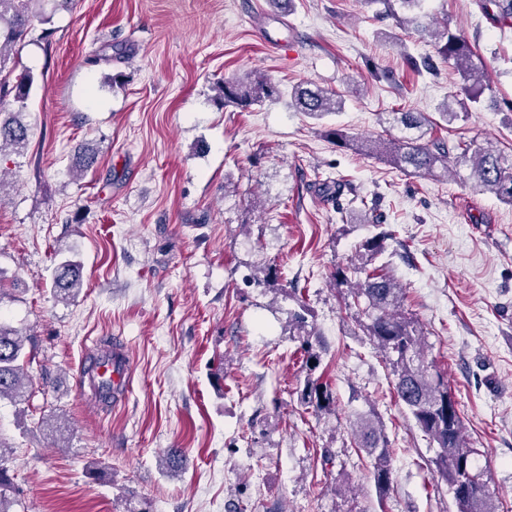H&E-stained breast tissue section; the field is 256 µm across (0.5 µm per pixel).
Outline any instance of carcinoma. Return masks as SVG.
<instances>
[{"label":"carcinoma","mask_w":512,"mask_h":512,"mask_svg":"<svg viewBox=\"0 0 512 512\" xmlns=\"http://www.w3.org/2000/svg\"><path fill=\"white\" fill-rule=\"evenodd\" d=\"M412 11L400 16L393 2ZM40 0H0V96L12 97L17 110L0 111V158L4 150L17 152L30 141L31 125L23 118L33 85L29 73L13 76L8 67L11 56L27 42L31 21L40 16L36 6ZM385 12L393 17L399 28L413 30L431 38L435 55L419 58L405 57L406 65L417 73L434 74L435 59L448 62L464 82L465 97L444 101L438 111L442 120L452 124L460 114L470 112L489 88L485 65L478 59L473 45L448 22L434 27L427 15L421 13L422 0H381ZM480 7L499 26L512 25V0H479ZM280 90L260 72L244 78H228L216 87V99L222 104H234L245 109L257 102L275 100ZM295 108L313 118L342 110V96L335 91L310 88L301 84L291 93ZM383 122L402 132L375 140H360L341 128H328L324 136L336 146L353 148L370 156L375 155L395 168L413 174L448 173L454 167L455 176L469 182L481 192L490 193L500 202L512 206V153L491 143L458 139L450 141L441 136H429L426 128L432 122L422 112H388ZM78 166L72 170L81 176L97 163L95 152L84 149L78 153ZM314 186L322 197L337 198L345 183L321 178L315 173ZM391 230H383L366 239L359 247L361 262L338 266L333 278L340 286L350 287V293L363 299V314L369 320L364 325L367 335L378 349L390 357L394 375V390L411 414L416 427L430 443L436 445L433 463L436 471L453 494L457 512H497L489 496L483 473L474 470V449L463 434V420L457 402L448 388V381L437 367L425 361L419 347L417 325L398 313L403 289L372 261L386 251V242L393 239ZM83 288L79 263L63 261L55 270L53 290L56 298L68 300ZM31 356L24 351L23 334L0 320V400L22 404L29 397V380L25 365ZM301 402L317 412L330 408L333 394L328 384L308 379L301 393ZM358 447L368 449L373 457L372 477L380 491L392 484V468L388 439L383 430L370 420H361L355 432ZM17 490L8 470L0 463V512H14Z\"/></svg>","instance_id":"cac0c4a2"}]
</instances>
